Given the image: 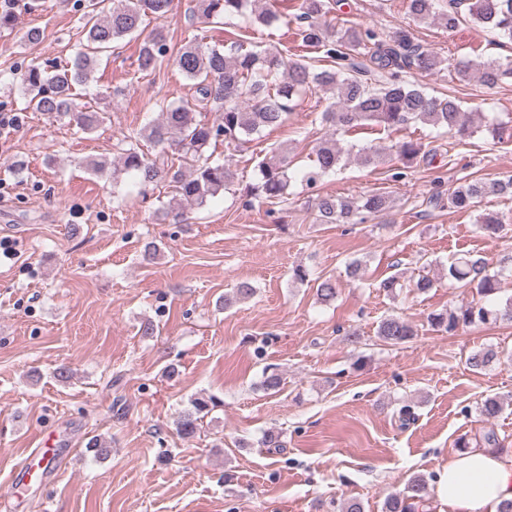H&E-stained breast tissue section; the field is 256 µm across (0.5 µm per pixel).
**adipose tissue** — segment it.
Listing matches in <instances>:
<instances>
[{
    "mask_svg": "<svg viewBox=\"0 0 512 512\" xmlns=\"http://www.w3.org/2000/svg\"><path fill=\"white\" fill-rule=\"evenodd\" d=\"M436 494L448 512H502L512 504V452L474 446L454 455Z\"/></svg>",
    "mask_w": 512,
    "mask_h": 512,
    "instance_id": "obj_1",
    "label": "adipose tissue"
}]
</instances>
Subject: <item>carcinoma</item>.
<instances>
[{"instance_id": "cac0c4a2", "label": "carcinoma", "mask_w": 512, "mask_h": 512, "mask_svg": "<svg viewBox=\"0 0 512 512\" xmlns=\"http://www.w3.org/2000/svg\"><path fill=\"white\" fill-rule=\"evenodd\" d=\"M106 0H75L80 12L84 39L71 61L60 65L53 60L32 62L20 71L18 84L27 95L28 108L34 112L64 115L81 132L88 133L101 124V111L75 102L76 87L88 84L102 55L112 44L128 36L140 35L145 17L163 19L172 11L173 0H120L112 9L104 10ZM437 0H409L408 9L420 22L440 19L452 30L461 17L457 3H448V10L436 11ZM256 0H196L197 17L204 23L231 16L251 15L262 26L280 20L278 11L256 12ZM467 16L474 22L496 30L512 42V0H465ZM299 29L303 45L323 53L330 67L315 71L302 59H287L280 52L268 49L236 48L224 51L205 47L195 40L171 47L167 34L161 28L154 30L142 42L137 58V72L149 74L161 67L169 57L174 59L181 73L195 81L194 102L179 105H160L162 120L137 133L126 136L121 165L112 169V181L120 175L133 174L140 193L161 183L171 188V198L163 213L174 221L183 217L186 208H199L208 199L225 192L232 184L230 159L215 158L210 148L220 142L238 146L266 129L282 125L291 103L314 85L330 93L332 102L322 112L321 119L334 128L313 148L312 164L301 172V183L314 190L321 178L336 173L347 159L354 157L368 167L385 163L386 156L372 147L355 148L337 138L365 128L399 130L412 123L431 126L452 134L458 142L481 131L470 127L461 102L451 97H435L409 80V71H432L443 64L438 55L413 43L411 33L398 28L383 37L372 28H334L323 17L330 10V0H301ZM16 16L14 0H0V30H11ZM287 72V78L273 83L270 77ZM480 75L487 86H494L505 78H512V60L502 63L496 59L476 57L457 69L464 80L471 74ZM214 114L210 121L197 118L196 109ZM153 145L150 156L141 148V142ZM422 144L409 139L395 146L398 166L392 178L407 177L421 154ZM292 160L288 150L278 148L256 164L257 180L246 186L243 196L249 201H284L291 186ZM512 196V178L495 180H465L448 193V207L473 212L484 199L491 196ZM317 216L323 224H355L369 217H377L391 207L385 192H369L358 199L332 196L316 198ZM512 274V255L503 260V266L491 273L487 264L464 254L455 256L443 268V277L455 288H470L479 299L462 300L453 309L432 313L428 317L431 328L437 332L455 334L459 330L497 322H512V296L503 305L495 304L504 291L506 274ZM339 284L324 278L317 285L316 294L324 303L336 300ZM255 294V288L242 282L233 294L224 296L228 308ZM418 335L412 322L391 315L378 326L377 336L390 345H401ZM498 360L492 348L477 351L467 358L475 371L483 370ZM282 373L273 366L263 369L261 388L276 391L282 388ZM217 406L215 398H196L176 422L177 432L184 437L196 434L199 421ZM504 403L497 396H488L481 403L480 415L485 421L496 419ZM429 497L428 480L423 475L413 476L405 488L388 495L384 512H422Z\"/></svg>"}]
</instances>
